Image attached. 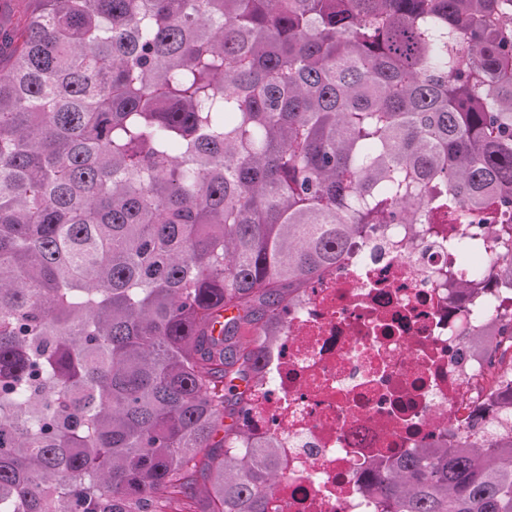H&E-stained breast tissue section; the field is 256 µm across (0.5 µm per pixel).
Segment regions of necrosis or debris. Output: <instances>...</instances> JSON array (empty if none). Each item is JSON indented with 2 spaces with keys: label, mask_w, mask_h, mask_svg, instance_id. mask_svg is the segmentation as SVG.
<instances>
[{
  "label": "necrosis or debris",
  "mask_w": 512,
  "mask_h": 512,
  "mask_svg": "<svg viewBox=\"0 0 512 512\" xmlns=\"http://www.w3.org/2000/svg\"><path fill=\"white\" fill-rule=\"evenodd\" d=\"M512 226L488 212L377 224L278 318L243 411L248 446L278 444L268 512H383L366 491L404 457L499 417L491 335L512 344V286L495 267Z\"/></svg>",
  "instance_id": "obj_1"
}]
</instances>
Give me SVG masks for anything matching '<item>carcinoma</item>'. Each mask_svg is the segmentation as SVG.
<instances>
[{
	"label": "carcinoma",
	"mask_w": 512,
	"mask_h": 512,
	"mask_svg": "<svg viewBox=\"0 0 512 512\" xmlns=\"http://www.w3.org/2000/svg\"><path fill=\"white\" fill-rule=\"evenodd\" d=\"M31 2L0 23V512H168L203 470L196 512H266L224 402L278 309L365 224L512 225V0ZM502 399L488 446L368 492L512 512Z\"/></svg>",
	"instance_id": "1"
}]
</instances>
